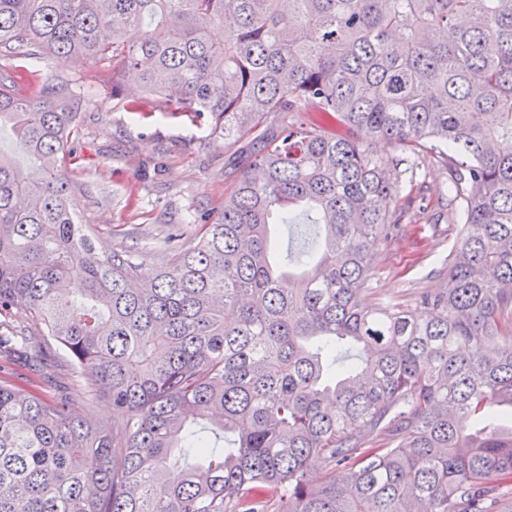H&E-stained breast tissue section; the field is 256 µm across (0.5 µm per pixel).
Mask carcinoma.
I'll return each instance as SVG.
<instances>
[{
	"label": "carcinoma",
	"instance_id": "carcinoma-1",
	"mask_svg": "<svg viewBox=\"0 0 512 512\" xmlns=\"http://www.w3.org/2000/svg\"><path fill=\"white\" fill-rule=\"evenodd\" d=\"M73 61L244 144L156 270L83 228ZM4 124L0 315L128 418L6 377L50 358L0 340V512H512V0H0ZM428 154L461 228L422 317L362 294ZM296 211L319 248L277 264Z\"/></svg>",
	"mask_w": 512,
	"mask_h": 512
}]
</instances>
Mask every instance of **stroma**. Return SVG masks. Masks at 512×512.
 Listing matches in <instances>:
<instances>
[{
  "mask_svg": "<svg viewBox=\"0 0 512 512\" xmlns=\"http://www.w3.org/2000/svg\"><path fill=\"white\" fill-rule=\"evenodd\" d=\"M99 76L92 65L79 72L86 112L72 174L82 186L80 218L104 244L133 248L154 269L162 263L172 225H192L233 192L240 175L236 147L213 133L209 113L165 112L151 96L132 104L113 99L99 91ZM447 182L446 169L431 158L413 181H402L406 231L380 251L366 302L410 309L418 289L444 286L458 227L432 215ZM34 383L45 395L67 394L75 414L105 427L118 429L127 420L108 397L90 394L65 371L49 368Z\"/></svg>",
  "mask_w": 512,
  "mask_h": 512,
  "instance_id": "35a3bbf8",
  "label": "stroma"
}]
</instances>
